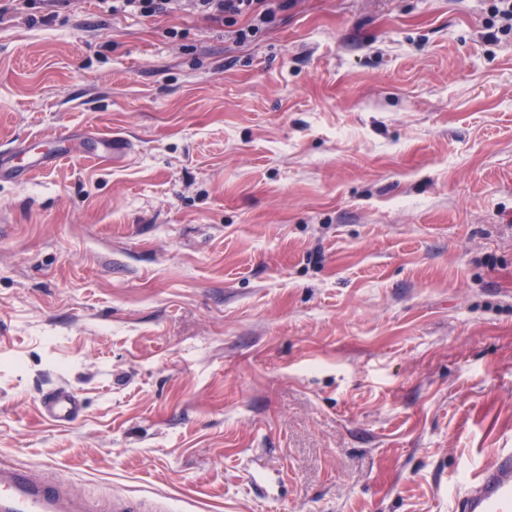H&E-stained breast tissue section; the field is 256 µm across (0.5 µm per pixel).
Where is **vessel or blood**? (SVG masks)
Listing matches in <instances>:
<instances>
[{"instance_id": "1", "label": "vessel or blood", "mask_w": 512, "mask_h": 512, "mask_svg": "<svg viewBox=\"0 0 512 512\" xmlns=\"http://www.w3.org/2000/svg\"><path fill=\"white\" fill-rule=\"evenodd\" d=\"M96 140L101 154L116 159L130 149L129 141L119 135L100 133ZM63 157V151L56 149L33 159L20 170L0 162V177L22 179L47 167L49 160ZM39 405L43 417L60 426L73 424L83 412L80 395L63 385L42 394ZM457 509L458 512H512V449L497 453L481 466L459 499ZM0 512H140V509L138 503L125 497L112 498L106 507L99 508L30 470L0 465Z\"/></svg>"}]
</instances>
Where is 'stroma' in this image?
I'll return each instance as SVG.
<instances>
[{"instance_id":"stroma-1","label":"stroma","mask_w":512,"mask_h":512,"mask_svg":"<svg viewBox=\"0 0 512 512\" xmlns=\"http://www.w3.org/2000/svg\"><path fill=\"white\" fill-rule=\"evenodd\" d=\"M493 0L246 18L0 0V461L157 512H455L512 448ZM133 152L91 156V133ZM66 384L58 426L38 409ZM278 474L273 497L250 483ZM68 155L61 150L54 149L50 153L42 154L39 158H35L29 162V164L24 167L22 170L18 171L14 166H10V156L9 154L3 153L1 159L0 152V178L1 176L4 178L10 177L13 179H23L25 177H30L31 174L39 171L41 168L48 167L49 160H60L66 158ZM2 160V163H1ZM39 405L43 417L60 426L73 424L83 412L80 395L64 385L42 394Z\"/></svg>"}]
</instances>
